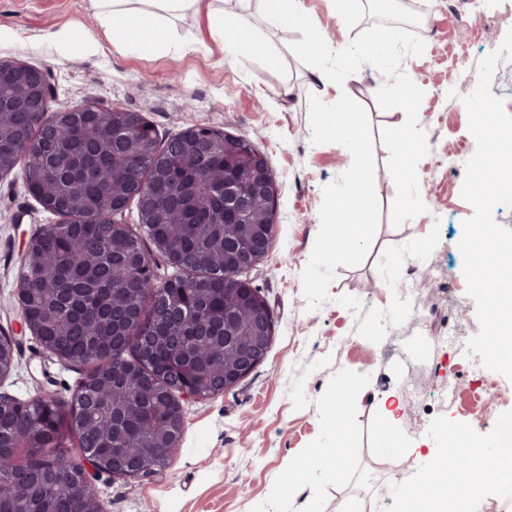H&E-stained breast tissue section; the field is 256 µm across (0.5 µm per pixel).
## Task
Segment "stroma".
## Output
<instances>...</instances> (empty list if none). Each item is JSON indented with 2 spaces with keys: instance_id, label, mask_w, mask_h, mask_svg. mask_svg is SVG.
I'll use <instances>...</instances> for the list:
<instances>
[{
  "instance_id": "35a3bbf8",
  "label": "stroma",
  "mask_w": 512,
  "mask_h": 512,
  "mask_svg": "<svg viewBox=\"0 0 512 512\" xmlns=\"http://www.w3.org/2000/svg\"><path fill=\"white\" fill-rule=\"evenodd\" d=\"M425 3L411 25L425 51L401 68L425 92L418 122L429 153L417 172L427 210L396 227L381 132L403 124L405 113L378 104L386 79L374 66L362 65L341 86L320 77L290 49L301 33L266 19L256 0L236 12L278 56L273 69L257 58H230L206 17L191 11L174 23L182 51L141 54L105 40L88 53L84 40L96 30L90 0H0V59L47 71L55 90L50 110L105 101L139 113L162 144L192 124L246 137L269 159L279 188L272 248L241 274L274 313L265 360L223 394L185 402L180 445L161 473L92 474L102 512H401L405 491L450 447L456 428L474 425L478 447L488 448L501 421L512 418V379L468 370L452 349L430 342L413 305L399 303L408 268L428 265L435 277L425 287L429 299L459 317L462 336L480 330L458 249L474 209L461 196L464 171L448 170L450 153L476 149L456 76L460 63L477 67L512 29V0H483L495 23L466 41L458 11L446 0ZM303 5L333 49L374 24L366 0L346 17L334 0ZM313 93L328 103L346 93L366 109L380 222L363 262L336 267L330 301L311 311L301 273L320 229L323 188L352 163L348 150L312 143ZM55 221L19 174L0 179V332L18 342L0 393L22 401L48 393L70 402L86 373L41 348L15 295L26 241ZM343 295L362 301L360 315L337 304ZM392 414L401 421L398 449L377 441Z\"/></svg>"
}]
</instances>
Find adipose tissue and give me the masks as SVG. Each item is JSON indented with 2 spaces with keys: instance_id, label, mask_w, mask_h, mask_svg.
<instances>
[{
  "instance_id": "adipose-tissue-1",
  "label": "adipose tissue",
  "mask_w": 512,
  "mask_h": 512,
  "mask_svg": "<svg viewBox=\"0 0 512 512\" xmlns=\"http://www.w3.org/2000/svg\"><path fill=\"white\" fill-rule=\"evenodd\" d=\"M100 28L118 49L132 48L152 53L161 48L177 49L172 30L175 18L188 10H206L214 35L222 37L227 52L245 51L262 57L268 67H275L277 56L235 15L207 9L205 0H148V8L137 7V0H92Z\"/></svg>"
}]
</instances>
